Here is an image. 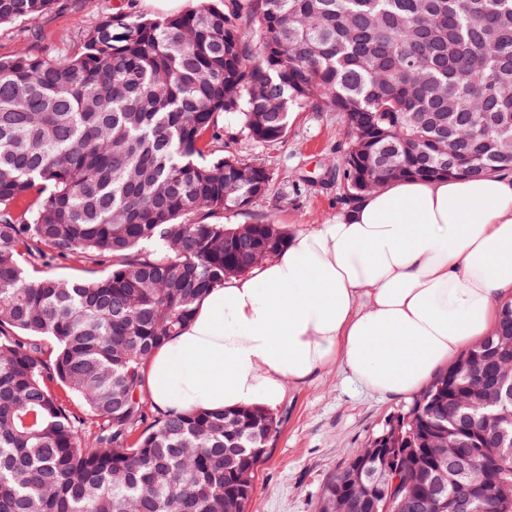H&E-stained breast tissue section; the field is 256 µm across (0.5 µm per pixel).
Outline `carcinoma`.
Listing matches in <instances>:
<instances>
[{"label": "carcinoma", "mask_w": 512, "mask_h": 512, "mask_svg": "<svg viewBox=\"0 0 512 512\" xmlns=\"http://www.w3.org/2000/svg\"><path fill=\"white\" fill-rule=\"evenodd\" d=\"M56 0H0V26ZM345 119L342 202L380 180L512 171V0H223L161 19L101 17L65 58H0V512H247L279 421L244 406L146 424L142 368L199 296L247 273L288 232L226 224L266 169L226 156L221 114L276 144L292 113ZM107 264L88 279L35 278L51 259ZM512 360V304L482 344L441 370L406 412L389 496L352 477L373 440L323 486L347 512H426L434 429L482 436L496 494L445 493L512 512V424L483 404ZM76 396L74 414L55 389Z\"/></svg>", "instance_id": "cac0c4a2"}]
</instances>
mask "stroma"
Segmentation results:
<instances>
[{
  "label": "stroma",
  "instance_id": "obj_1",
  "mask_svg": "<svg viewBox=\"0 0 512 512\" xmlns=\"http://www.w3.org/2000/svg\"><path fill=\"white\" fill-rule=\"evenodd\" d=\"M131 11L152 18L146 0H57L33 22L0 26V58L26 46L60 58L75 51L83 31L101 16ZM224 151L261 164L269 174L266 194L225 223L274 221L288 230L326 223L342 210L338 169L343 155L344 118L338 112H298L278 144H259L241 135L235 120L220 119ZM405 397L372 393L338 368L330 367L309 384L290 388L277 408L281 424L258 468L249 512H315L327 479L351 452L408 405Z\"/></svg>",
  "mask_w": 512,
  "mask_h": 512
}]
</instances>
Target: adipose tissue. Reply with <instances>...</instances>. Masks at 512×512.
I'll use <instances>...</instances> for the list:
<instances>
[{
  "mask_svg": "<svg viewBox=\"0 0 512 512\" xmlns=\"http://www.w3.org/2000/svg\"><path fill=\"white\" fill-rule=\"evenodd\" d=\"M512 303V174L398 179L225 279L155 350L142 391L162 413L276 409L335 366L408 396Z\"/></svg>",
  "mask_w": 512,
  "mask_h": 512,
  "instance_id": "adipose-tissue-1",
  "label": "adipose tissue"
}]
</instances>
